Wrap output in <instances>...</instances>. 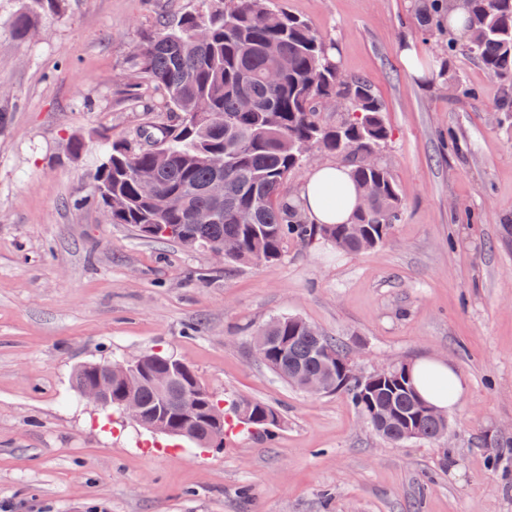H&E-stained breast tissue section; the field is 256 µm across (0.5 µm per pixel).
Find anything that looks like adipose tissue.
Returning a JSON list of instances; mask_svg holds the SVG:
<instances>
[{"instance_id":"ef3b65f1","label":"adipose tissue","mask_w":512,"mask_h":512,"mask_svg":"<svg viewBox=\"0 0 512 512\" xmlns=\"http://www.w3.org/2000/svg\"><path fill=\"white\" fill-rule=\"evenodd\" d=\"M325 185L342 188L343 194L334 207H327L319 198L316 188ZM310 223L341 224L350 222L360 205V197L347 176V169L336 164L313 168L297 194ZM413 376L421 395L441 410L455 406L467 391V381L452 365L443 361L422 358L413 365ZM445 383V392H438L429 385V378Z\"/></svg>"}]
</instances>
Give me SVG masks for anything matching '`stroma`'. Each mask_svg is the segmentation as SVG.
Instances as JSON below:
<instances>
[{"mask_svg": "<svg viewBox=\"0 0 512 512\" xmlns=\"http://www.w3.org/2000/svg\"><path fill=\"white\" fill-rule=\"evenodd\" d=\"M368 80L404 199L381 245L288 243L222 263L149 239L89 203L102 136L146 116L122 90L157 21L198 0H69L15 39L0 0V512H512V112L477 60L423 35L409 0H278ZM429 71L415 81L401 49ZM474 91L462 98L441 68ZM85 151L66 153L69 138ZM281 315L351 348L358 370L430 357L466 378L444 443L394 446L339 393L295 391L248 336ZM172 355L220 399L274 406L270 436L197 448L91 406L82 364Z\"/></svg>", "mask_w": 512, "mask_h": 512, "instance_id": "obj_1", "label": "stroma"}]
</instances>
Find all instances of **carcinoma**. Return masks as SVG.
<instances>
[{
  "label": "carcinoma",
  "mask_w": 512,
  "mask_h": 512,
  "mask_svg": "<svg viewBox=\"0 0 512 512\" xmlns=\"http://www.w3.org/2000/svg\"><path fill=\"white\" fill-rule=\"evenodd\" d=\"M66 0H24L10 31L29 36L35 22L60 15ZM201 10L163 20L134 51V79L124 91H158L164 118L139 131V141L107 142V156L93 172L92 200L111 224H132L141 236L175 241L187 249L228 243L224 260L274 263L284 245L321 239L359 253L375 247L401 219L402 192L381 150L392 133L372 85L344 75L335 47L276 0H201ZM458 14H453V7ZM420 28L452 54L461 49L502 85L497 111L512 112V0H413ZM341 102L336 122L322 104ZM349 163L357 190L373 204L348 224H310L298 203L281 194L288 176L310 151ZM224 181V197L210 193ZM257 359L300 390L305 377L328 376L326 393H342L371 430L393 445L432 443L445 422L421 412V396L403 367L371 387L352 371L351 350L312 331L298 316L274 318L254 334ZM143 409L174 412L158 389L142 381ZM392 415L380 425L372 410ZM280 419L271 405L240 396L224 409V431L258 434Z\"/></svg>",
  "instance_id": "carcinoma-1"
}]
</instances>
